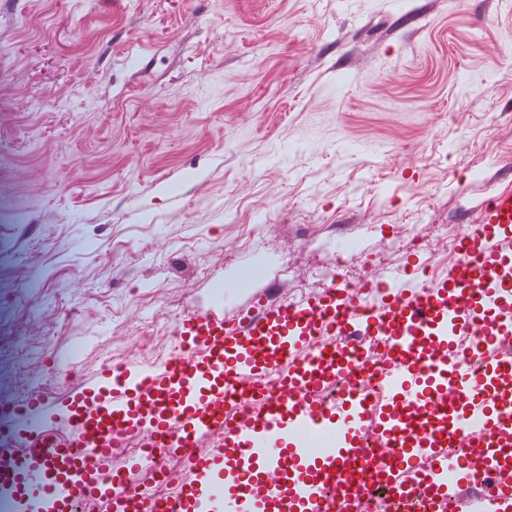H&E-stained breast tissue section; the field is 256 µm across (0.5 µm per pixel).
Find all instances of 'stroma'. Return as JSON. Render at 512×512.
<instances>
[{"instance_id":"obj_1","label":"stroma","mask_w":512,"mask_h":512,"mask_svg":"<svg viewBox=\"0 0 512 512\" xmlns=\"http://www.w3.org/2000/svg\"><path fill=\"white\" fill-rule=\"evenodd\" d=\"M510 55L512 0H0V398L270 290L446 274L512 173Z\"/></svg>"}]
</instances>
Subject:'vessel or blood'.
Segmentation results:
<instances>
[{
  "label": "vessel or blood",
  "mask_w": 512,
  "mask_h": 512,
  "mask_svg": "<svg viewBox=\"0 0 512 512\" xmlns=\"http://www.w3.org/2000/svg\"><path fill=\"white\" fill-rule=\"evenodd\" d=\"M481 222L477 239L459 229V259L429 285L376 273L391 298L373 314L338 284L288 304L266 294L232 320L186 316L178 356L0 406V512H77L89 499L108 512H359L370 485L349 475L371 450L391 454L373 483L417 480L431 512H455L470 486L472 512H512V359L497 351L512 335V187ZM372 368L374 397L357 383ZM314 433L335 448L313 455ZM129 439L181 455L174 496L130 485L154 469L149 451L109 478L112 448Z\"/></svg>",
  "instance_id": "1"
}]
</instances>
